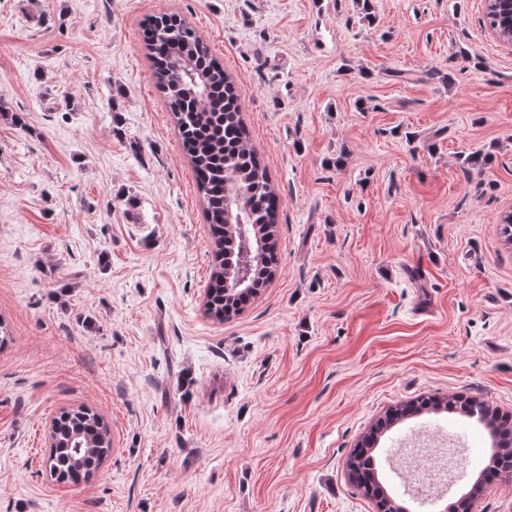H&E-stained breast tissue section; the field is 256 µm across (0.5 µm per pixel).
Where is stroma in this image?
Returning <instances> with one entry per match:
<instances>
[{
	"label": "stroma",
	"instance_id": "stroma-1",
	"mask_svg": "<svg viewBox=\"0 0 512 512\" xmlns=\"http://www.w3.org/2000/svg\"><path fill=\"white\" fill-rule=\"evenodd\" d=\"M485 0H0V512H377L348 481L390 405L460 394L512 413V47ZM176 14L232 77L281 199L273 282L205 313L204 204L142 40ZM489 161L467 168L464 156ZM89 407L112 453L45 468ZM466 450L476 420L409 419ZM49 443L46 468L62 483H77L92 476L112 451L108 423L85 407L64 410L54 418Z\"/></svg>",
	"mask_w": 512,
	"mask_h": 512
}]
</instances>
